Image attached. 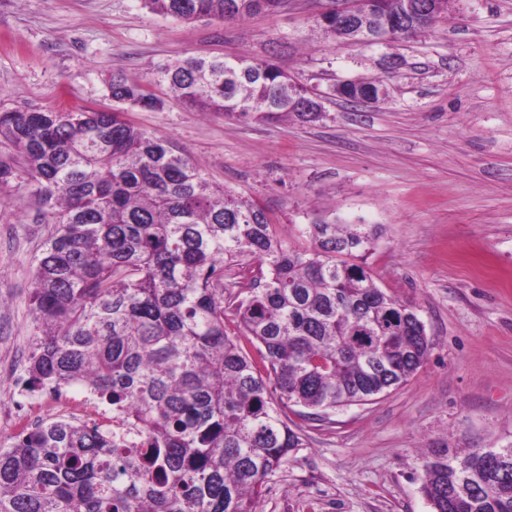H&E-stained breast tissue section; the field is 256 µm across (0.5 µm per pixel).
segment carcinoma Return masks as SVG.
Returning <instances> with one entry per match:
<instances>
[{"instance_id": "1", "label": "carcinoma", "mask_w": 512, "mask_h": 512, "mask_svg": "<svg viewBox=\"0 0 512 512\" xmlns=\"http://www.w3.org/2000/svg\"><path fill=\"white\" fill-rule=\"evenodd\" d=\"M178 20L241 21L282 0H139ZM407 38L448 0H374ZM200 112L306 119L310 89L241 54L162 68ZM379 82L344 83L380 99ZM117 102L157 100L115 74ZM0 189L38 197L56 232L35 258L31 392L79 386L113 426L52 418L0 446V512H256L269 476L303 446L294 406L318 416L400 387L430 344L412 307L378 286L368 224L316 219L290 249L265 212L212 186L167 141L118 111L0 110ZM258 263L229 297L224 265ZM433 512H512V444L424 462Z\"/></svg>"}]
</instances>
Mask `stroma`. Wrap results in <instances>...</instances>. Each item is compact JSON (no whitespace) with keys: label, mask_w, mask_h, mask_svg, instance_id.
Returning <instances> with one entry per match:
<instances>
[{"label":"stroma","mask_w":512,"mask_h":512,"mask_svg":"<svg viewBox=\"0 0 512 512\" xmlns=\"http://www.w3.org/2000/svg\"><path fill=\"white\" fill-rule=\"evenodd\" d=\"M330 0H284L245 20L184 22L139 0H0V107L121 110L188 154L211 184L262 208L282 244L311 245L321 217L382 229L367 263L411 305L431 344L388 395L305 418L304 438L270 476L257 512H432L421 486L435 446L512 443V0H449L429 28L363 46L326 31ZM245 54L322 96L312 122L201 114L160 75L189 56ZM123 74L160 100L121 105ZM383 81L368 106L334 95ZM55 225L33 195L0 203V445L19 409L15 358L35 339L33 264Z\"/></svg>","instance_id":"35a3bbf8"}]
</instances>
